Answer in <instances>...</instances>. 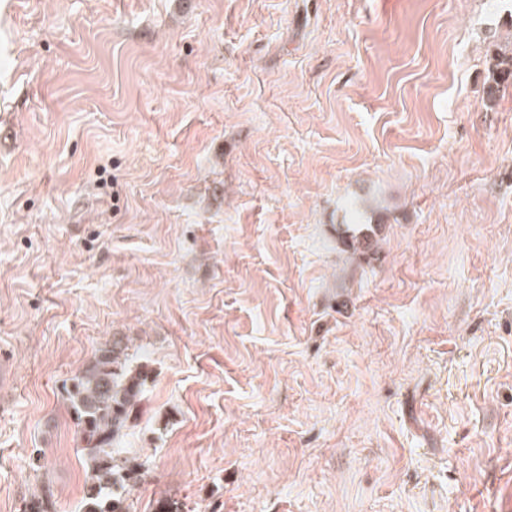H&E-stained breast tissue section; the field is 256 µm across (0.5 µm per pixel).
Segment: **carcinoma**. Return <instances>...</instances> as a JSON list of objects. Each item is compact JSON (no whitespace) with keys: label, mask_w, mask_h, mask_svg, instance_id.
I'll return each instance as SVG.
<instances>
[{"label":"carcinoma","mask_w":512,"mask_h":512,"mask_svg":"<svg viewBox=\"0 0 512 512\" xmlns=\"http://www.w3.org/2000/svg\"><path fill=\"white\" fill-rule=\"evenodd\" d=\"M488 81L494 92L512 83V50L491 57ZM134 358L128 339L114 336L64 386L89 471L81 512H130L131 490L147 474L145 462L123 455L122 448L149 377L147 365L133 366ZM25 512H54V504L41 494Z\"/></svg>","instance_id":"carcinoma-1"}]
</instances>
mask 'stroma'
<instances>
[{
	"instance_id": "stroma-1",
	"label": "stroma",
	"mask_w": 512,
	"mask_h": 512,
	"mask_svg": "<svg viewBox=\"0 0 512 512\" xmlns=\"http://www.w3.org/2000/svg\"><path fill=\"white\" fill-rule=\"evenodd\" d=\"M510 49L512 0H0V512H80L115 336L131 512H512ZM488 81L491 83V93L500 92L512 83V50L497 52L490 59L488 66ZM130 350L127 338L112 337L63 387L89 471L81 512H130L131 490L147 474L145 462L122 456L149 377L146 364L133 366Z\"/></svg>"
}]
</instances>
